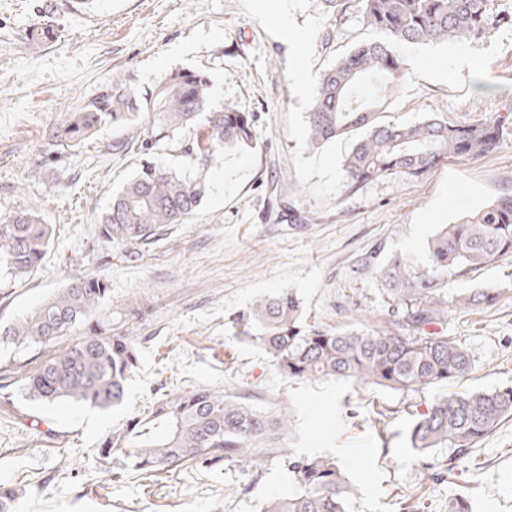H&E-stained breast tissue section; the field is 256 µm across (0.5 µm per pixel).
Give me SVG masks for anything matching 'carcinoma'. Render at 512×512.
<instances>
[{
    "instance_id": "obj_1",
    "label": "carcinoma",
    "mask_w": 512,
    "mask_h": 512,
    "mask_svg": "<svg viewBox=\"0 0 512 512\" xmlns=\"http://www.w3.org/2000/svg\"><path fill=\"white\" fill-rule=\"evenodd\" d=\"M324 13L340 21L351 8L363 26L384 34L336 59L319 77L307 112L309 146L319 149L359 131L342 162L349 193L387 176L417 178L450 157L473 158L493 152L505 129L495 118L450 123L430 118L406 124L383 114L409 74L397 47L403 44L461 45L504 26L512 12L493 10L492 0H320ZM211 79L201 70H176L143 94L114 81L103 94L68 113L50 134L56 145L77 146L105 120L120 124L137 112L152 119L141 141L153 149L206 114L208 134L186 148L198 169L211 166L228 148L253 147L259 138L255 115L233 107L207 110ZM206 183L156 162L142 169L115 194L97 226L101 242L125 259L139 258L166 227L192 217ZM52 227L34 210L14 212L0 222V287L24 282L38 268L52 242ZM429 263L420 269L395 254L376 268L388 319L370 330H334L303 322L297 296L280 291L257 299L232 323L256 343L289 379H343L396 392L446 386L472 373L475 353L448 336L441 324L448 307L489 305L495 294L479 290L448 297V281L477 266L512 257V195L440 225L429 245ZM110 292L106 276L78 277L22 320L0 326V343L25 348L55 344L58 349L34 371L0 373V390L20 385L40 404L80 402L100 410L122 406L126 384L138 368L133 337L112 327L91 329L73 341V330L103 307ZM512 416V386L494 391L444 393L435 397L407 431L408 446L419 454L432 448L456 450L454 460ZM291 428L213 389L167 394L151 411L104 436L102 460L127 458L148 478L171 468L217 461L263 465L265 442ZM288 491L263 501L261 512H350L357 490L336 460L326 456L288 457Z\"/></svg>"
}]
</instances>
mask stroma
Here are the masks:
<instances>
[{"mask_svg": "<svg viewBox=\"0 0 512 512\" xmlns=\"http://www.w3.org/2000/svg\"><path fill=\"white\" fill-rule=\"evenodd\" d=\"M284 13L297 39L283 38ZM55 38L37 39L43 24ZM357 12L341 22L319 0H0V219L33 209L53 227V244L26 282L0 294V324L16 322L74 277L106 275L104 312L128 302L147 311L122 322L133 336L139 368L126 400L103 412L77 402L44 406L21 394L0 397V483L16 486L17 512H260L262 500L286 492L279 456L334 457L357 487L351 512H448L450 499L469 512H512V418L471 448L466 467L447 473L454 452L420 457L405 444L413 414L433 391L400 393L352 381L294 380L280 375L258 345L235 336L230 319L260 297L296 293L307 322L363 330L382 325L372 270L392 254L417 268L439 225L512 193V133L495 152L452 158L422 178L388 176L344 191L346 139L310 149L306 114L320 73L361 42L381 40ZM481 63L456 66L457 52ZM410 75L391 117L465 123L496 117L512 125V27L463 47L404 45ZM305 69V94L292 87ZM175 70L211 78L210 105L255 113L259 144L221 154L206 173L184 150L204 123L179 130L154 158L177 172L203 175L208 192L188 223L174 226L127 261L107 254L96 227L112 195L140 169L145 114L102 124L76 147L42 160L51 128L98 97L112 81L137 91ZM491 85V92L480 89ZM304 212L310 224L267 221L270 200ZM492 290L495 304L452 310L449 336L470 347L475 369L458 391L512 386V257L449 282L452 295ZM214 388L258 411L288 416L291 434L262 470L244 462L170 470L147 480L113 474L99 443L112 427L154 398ZM390 410L384 423L378 409Z\"/></svg>", "mask_w": 512, "mask_h": 512, "instance_id": "stroma-1", "label": "stroma"}]
</instances>
